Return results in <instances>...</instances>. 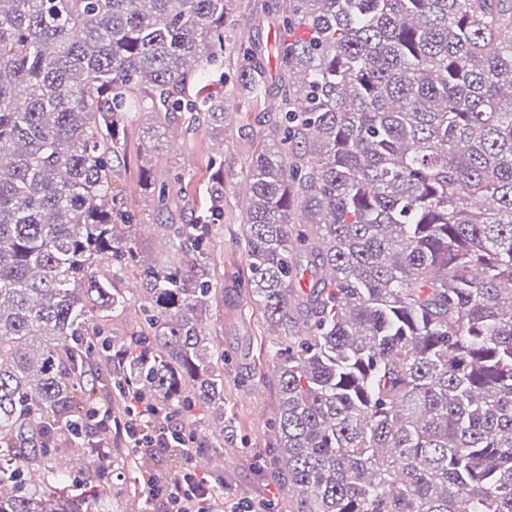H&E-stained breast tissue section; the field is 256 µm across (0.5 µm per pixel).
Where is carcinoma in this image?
Masks as SVG:
<instances>
[{"mask_svg": "<svg viewBox=\"0 0 512 512\" xmlns=\"http://www.w3.org/2000/svg\"><path fill=\"white\" fill-rule=\"evenodd\" d=\"M233 2L0 0V512H77L49 461L96 391L204 405L184 430L224 444V163L176 263L141 259L115 177L130 112L222 127L224 65L263 92L259 46L224 51ZM288 2L243 187L247 293L285 332L271 469L299 512H512V0ZM100 429L74 438L102 470ZM111 328L115 335L132 336L137 334L141 328L143 329V324L140 315L137 316L134 313V306H132L131 310L114 313Z\"/></svg>", "mask_w": 512, "mask_h": 512, "instance_id": "carcinoma-1", "label": "carcinoma"}]
</instances>
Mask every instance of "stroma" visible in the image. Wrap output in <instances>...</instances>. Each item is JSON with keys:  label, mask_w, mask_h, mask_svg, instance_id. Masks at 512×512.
<instances>
[{"label": "stroma", "mask_w": 512, "mask_h": 512, "mask_svg": "<svg viewBox=\"0 0 512 512\" xmlns=\"http://www.w3.org/2000/svg\"><path fill=\"white\" fill-rule=\"evenodd\" d=\"M283 0H236L232 21L224 31L228 44L256 43L271 89H278L282 71L276 46L283 39ZM212 88L224 95V135L216 137L209 123L185 129L172 120L165 135L154 136L155 115L139 112L129 118V138L119 186L130 207L139 214L158 215L160 224H186L207 207L213 164L224 161V221L209 227L208 250L215 263L206 331L224 346V470L233 474L224 496L267 504L269 512H298L295 495L281 489L269 466L275 441L277 390L273 348L279 333L263 318L259 305L243 292L246 264L241 239L245 211L241 187L247 176L251 143L266 133L259 118L262 100L250 98L232 70L214 73ZM150 168L156 182L168 184L172 202L157 214L153 199L140 189L142 168ZM125 460L111 464L109 488L94 496L100 480L83 470L71 477V492L82 512H164L151 499L144 482L125 480Z\"/></svg>", "instance_id": "35a3bbf8"}]
</instances>
